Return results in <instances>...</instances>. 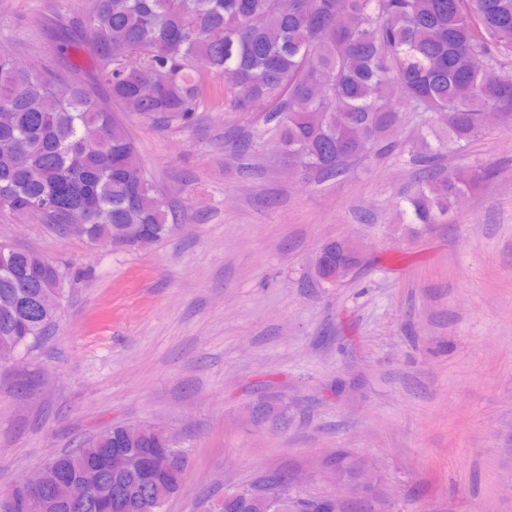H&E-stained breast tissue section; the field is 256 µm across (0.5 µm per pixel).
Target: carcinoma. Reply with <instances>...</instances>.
<instances>
[{
	"instance_id": "cac0c4a2",
	"label": "carcinoma",
	"mask_w": 512,
	"mask_h": 512,
	"mask_svg": "<svg viewBox=\"0 0 512 512\" xmlns=\"http://www.w3.org/2000/svg\"><path fill=\"white\" fill-rule=\"evenodd\" d=\"M90 51L110 88L93 97L71 75L0 57V204L24 217L50 204L44 223L86 225L92 242L115 243L128 224L145 227L140 246L168 236V203L143 172L138 147L112 112L117 103L152 120L190 123L208 104L204 61L224 79L235 112L264 105L248 140L273 143L306 174L335 178L384 144L402 112L424 115L426 133L408 145L430 162L468 145L483 115L512 116V0H89ZM481 57L486 68L474 66ZM484 178L450 171L422 177L403 197L409 224H438ZM316 276L344 279L360 258L331 240ZM59 264L0 243V363L34 346L58 320ZM116 448L134 468L66 497L67 483ZM188 462L165 428L117 423L81 448L43 464L42 512H164L185 468H152L153 453ZM288 512H336L331 497L295 494L280 475ZM250 484L217 512H283L247 503Z\"/></svg>"
}]
</instances>
